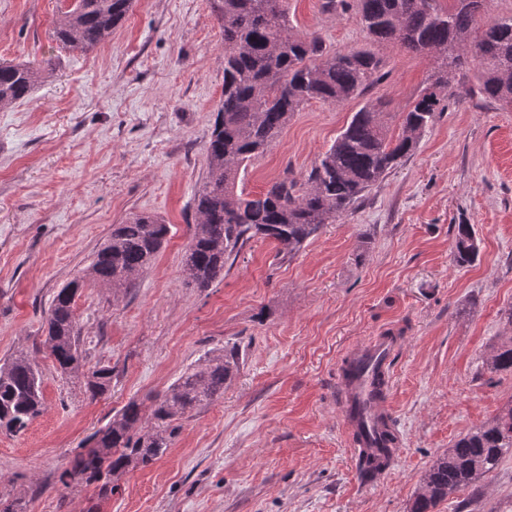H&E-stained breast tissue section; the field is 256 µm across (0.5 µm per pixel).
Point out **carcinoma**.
I'll return each instance as SVG.
<instances>
[{
  "mask_svg": "<svg viewBox=\"0 0 512 512\" xmlns=\"http://www.w3.org/2000/svg\"><path fill=\"white\" fill-rule=\"evenodd\" d=\"M224 18V91L205 144L207 175L195 195L196 224L183 258L187 284L207 288L224 276L233 253L253 239L276 242L288 255L298 252L320 228L336 220L380 184L443 111L447 91L461 58L481 62L479 92L512 107V16L479 25L486 0H358L368 39L397 44L439 61L434 81L401 113L394 135L375 104L354 112L332 145L301 177L283 176L266 190L238 191L241 174L280 136L294 113L312 101L342 104L361 96L377 80L382 59L370 49L332 52L317 32L290 33L288 0H210ZM132 0H74L54 28L57 41L89 50L126 17ZM39 72L24 62L0 63V109L26 100ZM455 259L474 262L479 242L474 227H453ZM169 225L156 215L136 214L112 230L95 252L87 274L102 288H127L156 259ZM85 284L70 281L53 295L45 316L44 346L56 369L76 374L83 367L76 297ZM240 367L237 346L208 354L188 368L156 401L151 422L142 423L141 404L129 401L96 431L72 465L60 475L98 484L105 496L118 487L129 468L145 467L169 448L175 422L224 396V385ZM495 372H512V339L490 360ZM112 369L91 372L92 397L109 389ZM42 375L28 355L19 353L0 365V428L19 434L44 410ZM512 452V405L491 421L455 441L426 470L410 512H430L438 502L473 487L495 472Z\"/></svg>",
  "mask_w": 512,
  "mask_h": 512,
  "instance_id": "carcinoma-1",
  "label": "carcinoma"
}]
</instances>
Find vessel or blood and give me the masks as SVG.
I'll use <instances>...</instances> for the list:
<instances>
[{
    "label": "vessel or blood",
    "mask_w": 512,
    "mask_h": 512,
    "mask_svg": "<svg viewBox=\"0 0 512 512\" xmlns=\"http://www.w3.org/2000/svg\"><path fill=\"white\" fill-rule=\"evenodd\" d=\"M396 345L386 336L373 341L347 357L350 373L341 397L342 411L355 437L357 453L371 457L375 474L389 470L397 455V442L391 441L392 412L387 397L378 393V381H389L390 361Z\"/></svg>",
    "instance_id": "1"
}]
</instances>
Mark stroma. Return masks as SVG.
Listing matches in <instances>:
<instances>
[{
  "label": "stroma",
  "instance_id": "35a3bbf8",
  "mask_svg": "<svg viewBox=\"0 0 512 512\" xmlns=\"http://www.w3.org/2000/svg\"><path fill=\"white\" fill-rule=\"evenodd\" d=\"M71 2L0 0V61L42 71L28 99L0 110V362L32 356L45 402L24 433L0 432V499L23 498L27 512H410L432 462L512 404V373L489 367L512 336V110L480 94V64L467 58L413 155L364 201L296 254L255 239L222 279L193 288L182 258L222 98L224 30L209 0H135L81 52L53 36ZM323 2L288 0L292 33L374 49L382 76L362 97L296 112L251 162L247 192L305 174L368 102L400 132V112L431 83V57L371 45L354 0ZM134 213L162 217L170 233L130 287L83 289V372L60 374L42 345L53 294ZM461 223L480 240L464 266L452 233ZM383 333L399 344L389 402L400 446L386 475L365 480L336 395L342 359ZM227 344L240 368L223 398L181 420L159 459L103 498L96 485L58 483L128 401L151 406ZM103 365L112 387L94 398L86 376ZM471 512H512L511 453Z\"/></svg>",
  "mask_w": 512,
  "mask_h": 512
}]
</instances>
